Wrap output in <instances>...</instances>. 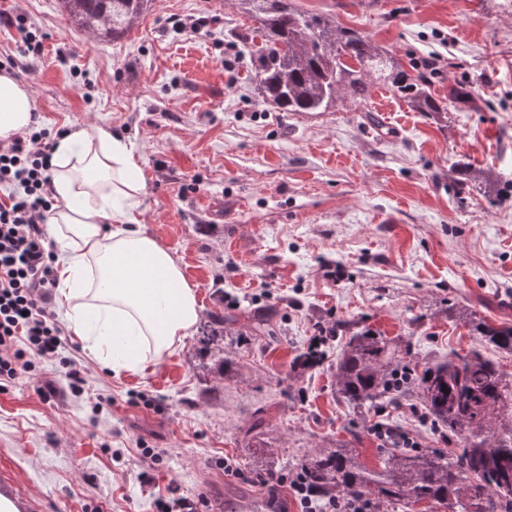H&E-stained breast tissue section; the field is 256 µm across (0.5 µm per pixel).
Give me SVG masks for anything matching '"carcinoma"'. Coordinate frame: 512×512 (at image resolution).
<instances>
[{
  "instance_id": "cac0c4a2",
  "label": "carcinoma",
  "mask_w": 512,
  "mask_h": 512,
  "mask_svg": "<svg viewBox=\"0 0 512 512\" xmlns=\"http://www.w3.org/2000/svg\"><path fill=\"white\" fill-rule=\"evenodd\" d=\"M70 24L97 39H118L135 27L153 0H62ZM256 22L246 46L256 59L255 88L282 112H325L341 93L365 101L380 80L417 112L448 111L419 77L364 33L326 16L308 15L292 0H245ZM349 339L336 361V393L356 410L396 404L416 385L430 423L455 436L447 452L397 448L368 470L341 444L306 458L300 473L321 494L359 495L378 504L436 502L446 512H512V433L496 420L512 402L503 375L475 350L418 369L389 350L383 335L345 324ZM481 340L512 352V325H475ZM325 352L297 356L314 369Z\"/></svg>"
}]
</instances>
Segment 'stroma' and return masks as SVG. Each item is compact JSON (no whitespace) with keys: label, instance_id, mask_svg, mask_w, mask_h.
Segmentation results:
<instances>
[{"label":"stroma","instance_id":"obj_1","mask_svg":"<svg viewBox=\"0 0 512 512\" xmlns=\"http://www.w3.org/2000/svg\"><path fill=\"white\" fill-rule=\"evenodd\" d=\"M365 32L425 73L435 117L385 85L361 104L283 112L254 88L242 42L255 21L240 0H155L117 40L67 23L61 0H0L43 34L26 85L48 126L98 122L134 142L146 180L145 230L180 258L202 324L161 367L114 374L74 337L0 393V461L37 512H179L172 496H205L211 512H269L266 469L345 443L379 464L373 416L338 397L336 360L358 321L419 365L479 348L505 376L512 353L480 342L469 317L512 325V195L461 188L450 165L512 173V0H293ZM205 19L199 32L193 20ZM436 72H428V63ZM471 93L449 100L451 89ZM271 314L279 334L252 328ZM322 343L324 364L294 358ZM85 391L67 388L62 359ZM230 361L223 373L220 361ZM56 383L42 399L40 380ZM112 404L95 407L98 394ZM417 397L382 420L421 447L447 449L416 418ZM239 468L225 475L219 459Z\"/></svg>","mask_w":512,"mask_h":512}]
</instances>
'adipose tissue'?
I'll list each match as a JSON object with an SVG mask.
<instances>
[{
    "mask_svg": "<svg viewBox=\"0 0 512 512\" xmlns=\"http://www.w3.org/2000/svg\"><path fill=\"white\" fill-rule=\"evenodd\" d=\"M32 92L0 74V141L23 133ZM58 313L95 360L114 372L160 365L201 318L176 255L142 227L146 183L126 138L88 122L53 154Z\"/></svg>",
    "mask_w": 512,
    "mask_h": 512,
    "instance_id": "adipose-tissue-1",
    "label": "adipose tissue"
}]
</instances>
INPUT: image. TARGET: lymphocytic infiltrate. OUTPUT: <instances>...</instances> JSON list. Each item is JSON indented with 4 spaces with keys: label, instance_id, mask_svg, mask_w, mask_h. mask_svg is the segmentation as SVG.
I'll use <instances>...</instances> for the list:
<instances>
[{
    "label": "lymphocytic infiltrate",
    "instance_id": "lymphocytic-infiltrate-1",
    "mask_svg": "<svg viewBox=\"0 0 512 512\" xmlns=\"http://www.w3.org/2000/svg\"><path fill=\"white\" fill-rule=\"evenodd\" d=\"M66 127L46 128L32 119L27 130L0 142V390L32 371L34 357L56 358L63 340L50 309L55 286L53 254L43 228L52 205V151ZM300 512H370L359 497L321 498L301 474L284 475Z\"/></svg>",
    "mask_w": 512,
    "mask_h": 512
}]
</instances>
